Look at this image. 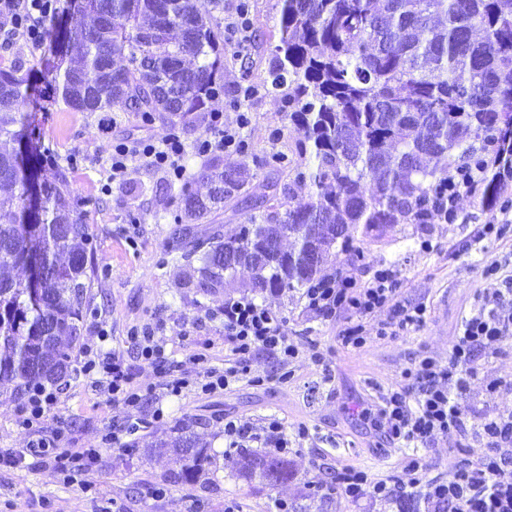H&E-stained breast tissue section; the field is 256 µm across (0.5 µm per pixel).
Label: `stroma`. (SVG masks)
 I'll return each instance as SVG.
<instances>
[{
	"mask_svg": "<svg viewBox=\"0 0 512 512\" xmlns=\"http://www.w3.org/2000/svg\"><path fill=\"white\" fill-rule=\"evenodd\" d=\"M251 44L240 57L224 64V96L209 109L224 115L226 128L235 130L248 147L246 160L255 175L251 192L262 195L266 183L278 178L280 199L306 202L310 187L295 183L287 171L273 172L272 157L284 155L301 169L312 165L298 156L299 137L287 116L283 93L269 92L263 79L271 63L270 35L279 17L278 0H249ZM250 121L240 125V113ZM172 130L170 118L155 115L146 123L132 112L113 107L111 112H75L58 100L44 98L31 113L28 135L41 158L42 179L52 180L64 167L79 201L78 215L90 226L88 252L95 275L83 311L79 344L96 341L107 332L109 348L120 352L137 368L138 379L151 386V402L165 412L162 423L134 436L131 452L103 443L112 421L122 414L110 396L89 380L70 374L63 383L54 419L49 427L62 428L75 447L94 448L98 458L88 479L91 491L80 483L66 482L48 465L0 467V512H270L276 499L287 500L292 512H390V505L369 499L351 501L341 495L321 496L316 486L331 482L347 467L381 478L400 469L402 449L394 447L375 421L359 416L361 402L378 400L403 383V373L424 355L447 360L461 319L484 290L493 288L484 271L498 266L501 277L512 276V231L487 238L483 227L492 218L512 219V183L500 207L481 210L472 197L455 202L456 223L432 217L426 224H398L375 239L354 233L349 249L337 250L326 273L351 270L360 280L375 270L391 266L397 271V296L369 316L365 325L369 342L348 350L336 338L350 321L349 313L323 318L304 308L301 292L266 296V304L281 318L288 336L300 345L298 357L288 365L258 354L252 357L251 380L209 395L190 393L174 401L166 395L152 368L140 364L125 340L136 324L157 326L173 364L193 371L190 355L204 353L208 366L223 368L229 349L224 344L225 293L201 296L185 288L190 268L180 257L173 218L179 210L180 185L131 163L127 176L113 181L110 169L112 143L116 140L164 139ZM429 248H422V241ZM422 305L426 322L401 336L381 338L382 324L396 320L399 307ZM324 352L327 367L317 366L313 352ZM478 380L464 397L471 421L512 411V353L494 356L477 353ZM502 380L495 395H487L482 381ZM21 394L0 389V448L25 447L30 434L16 424ZM262 423L276 416L287 430L307 425L311 436L298 452L287 457L295 470L288 484L269 488L259 480L239 476L233 456L224 452V416ZM185 420L206 446L208 461L194 479L174 481L182 464L156 461L148 452L151 443L172 433ZM478 448L437 436L427 450L425 480H444L465 459L476 458Z\"/></svg>",
	"mask_w": 512,
	"mask_h": 512,
	"instance_id": "35a3bbf8",
	"label": "stroma"
}]
</instances>
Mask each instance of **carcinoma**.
<instances>
[{
  "label": "carcinoma",
  "instance_id": "carcinoma-1",
  "mask_svg": "<svg viewBox=\"0 0 512 512\" xmlns=\"http://www.w3.org/2000/svg\"><path fill=\"white\" fill-rule=\"evenodd\" d=\"M280 2L265 82L287 90L295 151L313 158L310 172L295 173L309 180L310 200L251 195L244 159L202 167L208 192L183 186L174 223L205 224L224 204L251 201L234 236L215 229L182 246V259L199 262L186 285L203 295L233 287L241 267L256 294L300 291L357 230L379 239L396 224L428 223L445 172L427 170L426 156L482 170L483 210L512 179V0ZM46 37L58 58L47 92L71 110L121 103L145 122L164 112L186 126L224 93V31L197 0H73ZM19 71L0 66V387L16 392L68 376L94 279L89 226L65 170L46 183L26 165L32 146L14 126L31 90ZM151 452L185 461L177 481L206 462L188 425ZM237 467L269 487L295 476L288 461L247 449Z\"/></svg>",
  "mask_w": 512,
  "mask_h": 512
}]
</instances>
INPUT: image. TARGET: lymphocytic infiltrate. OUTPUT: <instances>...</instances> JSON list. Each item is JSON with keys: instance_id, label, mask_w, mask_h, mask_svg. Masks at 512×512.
Listing matches in <instances>:
<instances>
[{"instance_id": "1", "label": "lymphocytic infiltrate", "mask_w": 512, "mask_h": 512, "mask_svg": "<svg viewBox=\"0 0 512 512\" xmlns=\"http://www.w3.org/2000/svg\"><path fill=\"white\" fill-rule=\"evenodd\" d=\"M57 10V0H0V45L8 47L22 39L32 48H41L44 24ZM207 126L208 134L190 150L176 131L159 142H116L112 147L113 179H123L130 163L135 161L163 177L182 180L188 171V153L205 157L243 149L236 133L225 129L223 113H209ZM481 183L480 172H450L433 204L434 212L443 223H455L456 199L463 194H475ZM396 286V272L390 267L376 270L365 282L352 272L340 271L314 282L305 289L302 299L305 309L326 317L343 310L367 316L394 300ZM156 333V327L150 325L133 327L127 332V341L140 360L154 368L168 396L176 398L191 387L205 394L230 389L250 375V359L256 352L269 353L282 363L299 354L281 319L247 295L224 302V342L233 356L224 369L206 366L205 355L195 353L191 359L196 372L175 373ZM479 350L492 355L512 350L511 287L484 292L479 304L462 318L447 361L431 356L420 358L406 369V386L391 390L366 409L384 436L397 447L425 445L438 434L451 439L468 435L481 449L477 460L459 465L448 480L427 484L422 481L423 465L416 457L407 459L400 471L380 480L349 468L338 473L334 483L318 484V491L352 500L367 496L400 508L417 499L428 510L444 503L448 512H512V412L496 413L471 426L463 407L467 386L477 376L474 356ZM79 364L81 373L93 383L105 385L113 403L124 409L123 416L113 420L111 431L105 435L113 446L122 447L124 438L162 419V409L144 411L146 396L137 381V372L115 353L100 345L87 344L80 349ZM57 394V388L43 385L27 389L19 424L35 430L36 435L26 447L1 450L0 465L48 464L71 482L89 473L97 458L95 449L73 447L62 431L46 435L38 430L50 417ZM293 436L308 438V427L299 425L290 436L283 422L275 417L258 427L234 416L224 419V444L229 448H247L258 443L278 455L287 452Z\"/></svg>"}]
</instances>
